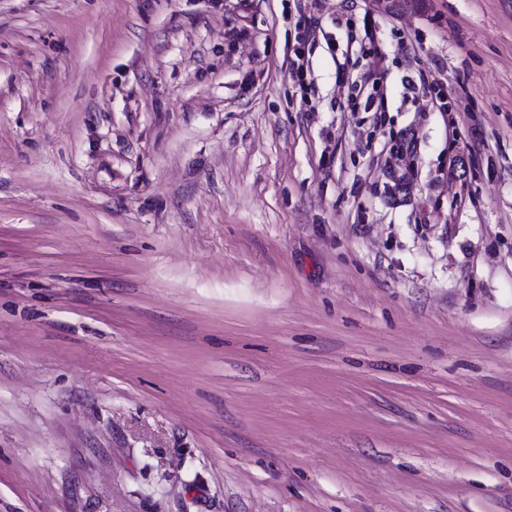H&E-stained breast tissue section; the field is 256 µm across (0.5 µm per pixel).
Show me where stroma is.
Listing matches in <instances>:
<instances>
[{"mask_svg": "<svg viewBox=\"0 0 512 512\" xmlns=\"http://www.w3.org/2000/svg\"><path fill=\"white\" fill-rule=\"evenodd\" d=\"M0 512H512V0H0ZM298 46H295L293 49L294 57L291 56L292 59V70L291 76L292 78L298 82V85L301 89H306L305 77L308 71V63H309V49L307 41L308 37L306 35L301 34L296 38ZM385 72L373 68L367 72L362 73L357 80L351 82L350 89V100L354 104L362 105L364 110L370 112L375 105V99L372 94L368 93L365 95V91L371 85L372 90L380 89Z\"/></svg>", "mask_w": 512, "mask_h": 512, "instance_id": "35a3bbf8", "label": "stroma"}]
</instances>
